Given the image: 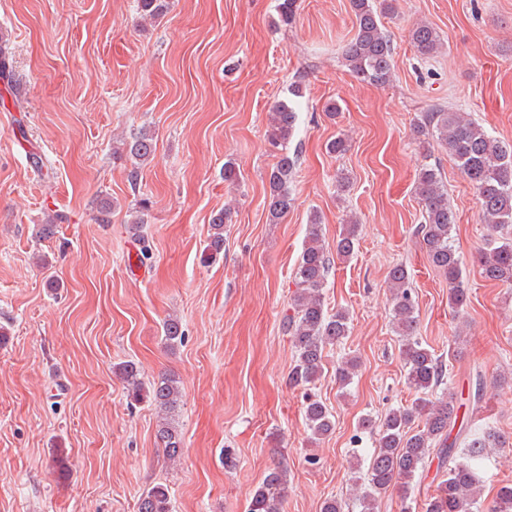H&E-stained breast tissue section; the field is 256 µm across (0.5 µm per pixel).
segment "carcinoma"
<instances>
[{
    "mask_svg": "<svg viewBox=\"0 0 512 512\" xmlns=\"http://www.w3.org/2000/svg\"><path fill=\"white\" fill-rule=\"evenodd\" d=\"M396 0H350L355 34L342 50V61L361 82L386 86L392 81L394 46L383 19L395 14ZM170 8L169 0H138L139 14L146 20L162 17ZM297 0H278L279 23L288 27L295 22ZM410 42L423 59L440 52L441 40L433 26L425 21L413 24ZM298 121V112L289 102H278L269 117L267 140L279 149L276 162L268 173V219L277 224L294 206L293 183L299 168L298 152L288 143ZM417 133L429 136L445 151L460 170L476 196L493 242L483 257L486 279L512 288V144L490 136L478 122L441 103L433 102L421 113ZM156 145L151 133L142 130L125 140L116 153L134 160L130 181L138 180L139 169L152 161ZM415 192L423 209L424 224L419 231L430 263L448 279V302L460 307L467 300L462 277V261L452 245L456 215L448 206L436 166L424 164L417 173ZM230 213L221 210L211 217L210 234L204 247L206 259L213 260L224 250V227ZM358 220L353 216L336 238V256L352 257L358 245ZM331 269V255L325 246L321 224L311 217L295 272L296 291L292 299L293 314L283 322L290 336L296 360L288 380L295 386H308L320 375L322 355L326 347L342 343L350 333L346 311H328L323 290ZM392 304L393 331L399 338L404 361L405 381L416 397L410 406L390 411L379 430L377 448L371 457L365 480L355 483L353 496L360 512H377L379 497L389 488L397 489L401 500L410 497L415 479L422 477L430 458L445 462L455 458L454 465L443 476L433 494L424 503L425 512H475L481 508V472L484 460L501 447L496 435L459 423L462 398L453 390L433 392L443 385L446 364L418 338L416 301L405 267L397 265L388 278ZM162 340L173 350L184 342L180 320L167 317L161 326ZM358 367L353 356L344 358L337 369L342 387L351 384ZM132 404L147 402L154 407L158 424L156 438L168 459L180 456L183 440L175 423V411L181 401L177 380L161 375L144 382L136 365L124 362L114 367ZM304 420L311 436L322 439L335 428V416L320 400L308 398ZM420 422L412 428L414 422ZM288 485V471L276 466L267 471L255 489L247 512H283ZM138 512H173L168 485L149 487L138 500ZM491 512H512V484L497 490Z\"/></svg>",
    "mask_w": 512,
    "mask_h": 512,
    "instance_id": "1",
    "label": "carcinoma"
}]
</instances>
